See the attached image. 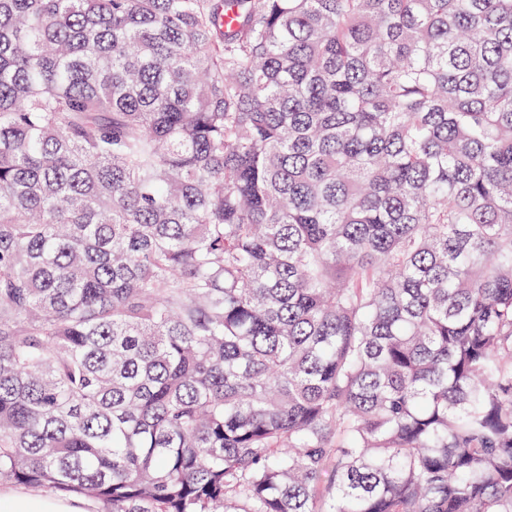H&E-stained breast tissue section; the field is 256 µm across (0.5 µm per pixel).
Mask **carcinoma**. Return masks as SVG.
<instances>
[{
  "label": "carcinoma",
  "instance_id": "1",
  "mask_svg": "<svg viewBox=\"0 0 512 512\" xmlns=\"http://www.w3.org/2000/svg\"><path fill=\"white\" fill-rule=\"evenodd\" d=\"M0 482L512 512V0H0Z\"/></svg>",
  "mask_w": 512,
  "mask_h": 512
}]
</instances>
